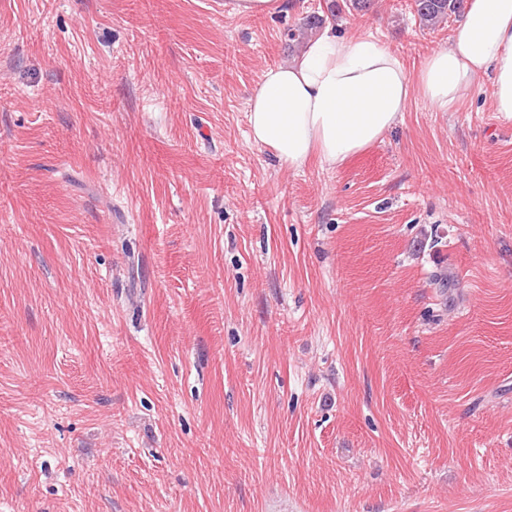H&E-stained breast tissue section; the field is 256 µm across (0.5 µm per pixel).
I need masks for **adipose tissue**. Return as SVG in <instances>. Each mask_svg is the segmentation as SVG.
<instances>
[{
  "mask_svg": "<svg viewBox=\"0 0 512 512\" xmlns=\"http://www.w3.org/2000/svg\"><path fill=\"white\" fill-rule=\"evenodd\" d=\"M486 78L496 111L512 118V0H471L450 48L428 54L415 76L371 37L328 29L291 64L264 71L249 138L288 169L314 157L333 168L396 127L412 98L449 112Z\"/></svg>",
  "mask_w": 512,
  "mask_h": 512,
  "instance_id": "obj_1",
  "label": "adipose tissue"
}]
</instances>
